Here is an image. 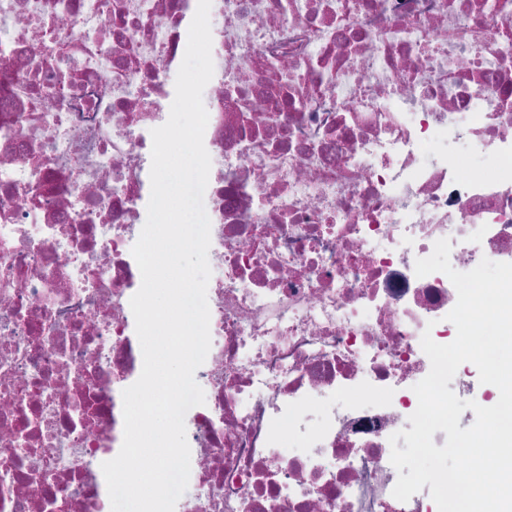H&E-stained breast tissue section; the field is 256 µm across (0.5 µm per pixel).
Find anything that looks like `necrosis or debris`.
<instances>
[{
	"instance_id": "4bbe7bcc",
	"label": "necrosis or debris",
	"mask_w": 512,
	"mask_h": 512,
	"mask_svg": "<svg viewBox=\"0 0 512 512\" xmlns=\"http://www.w3.org/2000/svg\"><path fill=\"white\" fill-rule=\"evenodd\" d=\"M198 0H0V512H111L131 253ZM211 347L175 512H438L392 434L512 262V0H212Z\"/></svg>"
}]
</instances>
